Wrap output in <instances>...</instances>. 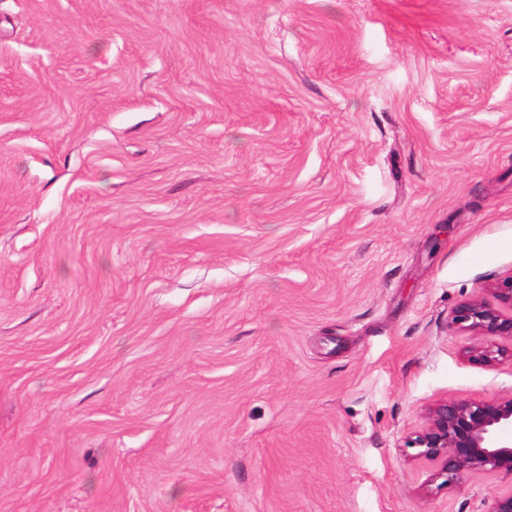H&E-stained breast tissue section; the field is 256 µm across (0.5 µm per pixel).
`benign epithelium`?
Masks as SVG:
<instances>
[{
  "instance_id": "7a95c632",
  "label": "benign epithelium",
  "mask_w": 512,
  "mask_h": 512,
  "mask_svg": "<svg viewBox=\"0 0 512 512\" xmlns=\"http://www.w3.org/2000/svg\"><path fill=\"white\" fill-rule=\"evenodd\" d=\"M451 323L471 338L468 357L485 365L501 361L512 344V274L480 288L453 310ZM413 457L432 465L426 482L458 485L478 476L512 477V397L455 399L435 402L425 409L423 426L404 439ZM485 512H512V491L490 495Z\"/></svg>"
}]
</instances>
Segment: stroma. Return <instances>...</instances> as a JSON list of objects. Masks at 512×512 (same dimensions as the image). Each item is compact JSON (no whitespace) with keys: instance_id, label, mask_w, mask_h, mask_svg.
I'll return each instance as SVG.
<instances>
[{"instance_id":"stroma-1","label":"stroma","mask_w":512,"mask_h":512,"mask_svg":"<svg viewBox=\"0 0 512 512\" xmlns=\"http://www.w3.org/2000/svg\"><path fill=\"white\" fill-rule=\"evenodd\" d=\"M511 272L512 0H0V512H484ZM451 314V323L471 338L465 352L471 360L491 366L503 359L505 350L486 340L510 343L512 358V272L479 288ZM403 445L415 449L412 457L432 465L430 484L458 485L493 474L512 478V397L435 402Z\"/></svg>"}]
</instances>
